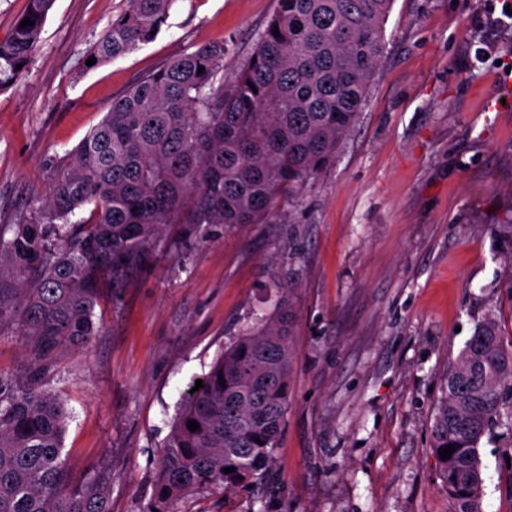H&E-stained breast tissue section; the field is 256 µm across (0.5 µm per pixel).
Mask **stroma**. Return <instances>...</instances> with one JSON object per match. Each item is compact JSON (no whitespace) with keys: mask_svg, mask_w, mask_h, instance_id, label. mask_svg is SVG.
<instances>
[{"mask_svg":"<svg viewBox=\"0 0 512 512\" xmlns=\"http://www.w3.org/2000/svg\"><path fill=\"white\" fill-rule=\"evenodd\" d=\"M128 0H55L0 93V226L45 194L113 96L185 48L224 43L232 78L276 0H175L151 43L85 58ZM502 0H394L367 102L335 163L267 224L210 228L103 290L88 348L56 351L72 477L107 464L112 512H145L192 384L290 278L288 412L271 467L174 512H454L431 449L448 365L486 316L512 348V28ZM483 512H512V433L480 445Z\"/></svg>","mask_w":512,"mask_h":512,"instance_id":"1","label":"stroma"}]
</instances>
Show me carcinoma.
<instances>
[{
	"instance_id": "cac0c4a2",
	"label": "carcinoma",
	"mask_w": 512,
	"mask_h": 512,
	"mask_svg": "<svg viewBox=\"0 0 512 512\" xmlns=\"http://www.w3.org/2000/svg\"><path fill=\"white\" fill-rule=\"evenodd\" d=\"M54 2L28 0L0 41V91L27 71ZM173 2L129 0L88 56L99 66L153 42ZM392 2L277 0L228 82L224 44L175 55L112 98L44 197L0 227V327L27 337L31 356L22 379L0 375V512H112V470L75 482L61 459L70 412L48 388L49 356L94 340L101 277L125 287L160 256L167 225L202 241L212 226L268 223L278 200L335 161L374 80ZM26 18L34 24L23 28ZM280 289L271 314L227 346L203 388L189 394L163 444L146 512H174L187 493L235 492L264 477L294 360L289 285ZM509 404L512 349L487 318L448 367L431 426L455 512H482L479 445L496 426L512 430ZM449 445L456 451L443 460Z\"/></svg>"
}]
</instances>
